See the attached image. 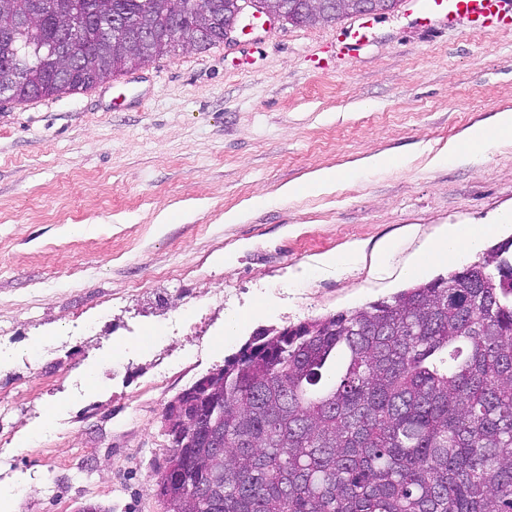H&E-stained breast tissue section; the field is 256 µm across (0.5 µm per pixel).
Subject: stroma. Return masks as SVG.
I'll return each mask as SVG.
<instances>
[{
  "label": "stroma",
  "mask_w": 512,
  "mask_h": 512,
  "mask_svg": "<svg viewBox=\"0 0 512 512\" xmlns=\"http://www.w3.org/2000/svg\"><path fill=\"white\" fill-rule=\"evenodd\" d=\"M376 19L375 45L318 66L340 23L273 20L243 54L179 49L0 104V486L14 512H164L165 406L256 331L390 298L512 242V136L437 159L512 109V32L430 28L401 6ZM375 154L394 166H362ZM323 169L333 186L281 197ZM442 224L487 233L406 274ZM387 238L399 250L380 275ZM352 246L348 272L317 269Z\"/></svg>",
  "instance_id": "stroma-1"
}]
</instances>
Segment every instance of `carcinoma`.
Masks as SVG:
<instances>
[{"label":"carcinoma","instance_id":"carcinoma-1","mask_svg":"<svg viewBox=\"0 0 512 512\" xmlns=\"http://www.w3.org/2000/svg\"><path fill=\"white\" fill-rule=\"evenodd\" d=\"M237 0H0L1 103L103 83L180 47L205 50ZM288 0L285 21L362 13ZM140 31L106 37L103 18ZM474 265L295 329L265 330L224 359V482L214 448L181 450L165 512L196 489L209 512H512V260Z\"/></svg>","mask_w":512,"mask_h":512}]
</instances>
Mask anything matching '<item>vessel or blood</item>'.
I'll use <instances>...</instances> for the list:
<instances>
[{
    "label": "vessel or blood",
    "instance_id": "obj_1",
    "mask_svg": "<svg viewBox=\"0 0 512 512\" xmlns=\"http://www.w3.org/2000/svg\"><path fill=\"white\" fill-rule=\"evenodd\" d=\"M406 11L441 29L454 30L463 25L494 32L512 29V10L504 8L503 0H406ZM342 35L337 53L358 51L371 43L372 23L358 19Z\"/></svg>",
    "mask_w": 512,
    "mask_h": 512
}]
</instances>
